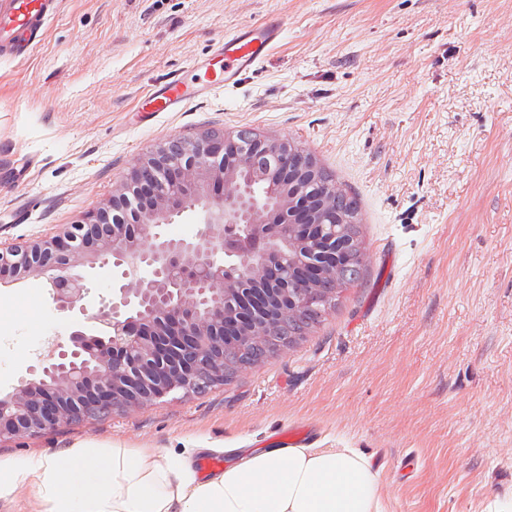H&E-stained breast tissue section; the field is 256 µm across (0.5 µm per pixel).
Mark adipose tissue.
<instances>
[{
  "label": "adipose tissue",
  "instance_id": "obj_1",
  "mask_svg": "<svg viewBox=\"0 0 512 512\" xmlns=\"http://www.w3.org/2000/svg\"><path fill=\"white\" fill-rule=\"evenodd\" d=\"M228 452L232 462L203 477L191 448L173 457L78 443L66 449L65 467L48 456L0 460V498L23 490L42 512H385L380 476L358 449Z\"/></svg>",
  "mask_w": 512,
  "mask_h": 512
}]
</instances>
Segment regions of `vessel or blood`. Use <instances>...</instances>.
Masks as SVG:
<instances>
[{
    "label": "vessel or blood",
    "mask_w": 512,
    "mask_h": 512,
    "mask_svg": "<svg viewBox=\"0 0 512 512\" xmlns=\"http://www.w3.org/2000/svg\"><path fill=\"white\" fill-rule=\"evenodd\" d=\"M49 13L48 0H11L5 26L0 29V54L19 60L26 58ZM282 32L281 23L269 19L225 36L213 50L214 56L220 57L222 66L208 72L205 85L194 86L181 77L168 79L146 93L142 111H179L190 100L204 97L211 85L234 89L246 74L264 62L272 47L280 41Z\"/></svg>",
    "instance_id": "1"
}]
</instances>
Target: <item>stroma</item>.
<instances>
[{
  "label": "stroma",
  "instance_id": "1",
  "mask_svg": "<svg viewBox=\"0 0 512 512\" xmlns=\"http://www.w3.org/2000/svg\"><path fill=\"white\" fill-rule=\"evenodd\" d=\"M282 39L231 91L180 112L145 94L241 26ZM250 128L311 151L361 201L363 279L306 339L202 394L0 442L259 448L305 426L383 454L387 512L512 498V0H53L31 56H0V245L112 196L155 144ZM74 316L47 278L0 285V394Z\"/></svg>",
  "mask_w": 512,
  "mask_h": 512
}]
</instances>
